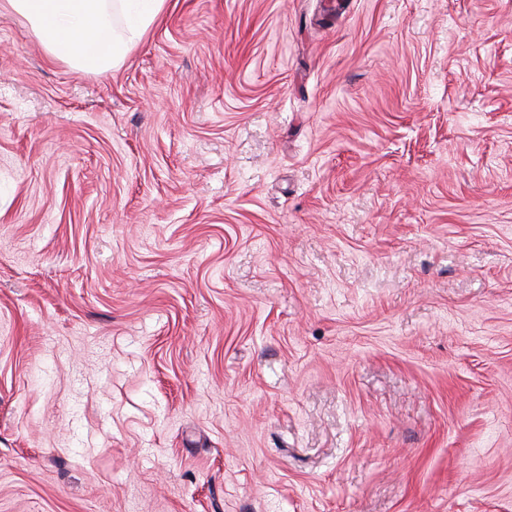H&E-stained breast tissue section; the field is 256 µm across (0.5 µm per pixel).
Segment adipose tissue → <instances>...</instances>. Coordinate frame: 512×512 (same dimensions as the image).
I'll use <instances>...</instances> for the list:
<instances>
[{"instance_id":"1","label":"adipose tissue","mask_w":512,"mask_h":512,"mask_svg":"<svg viewBox=\"0 0 512 512\" xmlns=\"http://www.w3.org/2000/svg\"><path fill=\"white\" fill-rule=\"evenodd\" d=\"M53 58L78 73L102 74L127 56L164 0H6Z\"/></svg>"}]
</instances>
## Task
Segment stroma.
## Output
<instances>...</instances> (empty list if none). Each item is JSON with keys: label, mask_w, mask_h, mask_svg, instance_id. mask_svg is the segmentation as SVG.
<instances>
[{"label": "stroma", "mask_w": 512, "mask_h": 512, "mask_svg": "<svg viewBox=\"0 0 512 512\" xmlns=\"http://www.w3.org/2000/svg\"><path fill=\"white\" fill-rule=\"evenodd\" d=\"M0 512H512V0H0ZM6 2L29 22L50 56L65 61L75 72L97 74L106 73L123 61L156 21L164 4V0Z\"/></svg>", "instance_id": "1"}]
</instances>
